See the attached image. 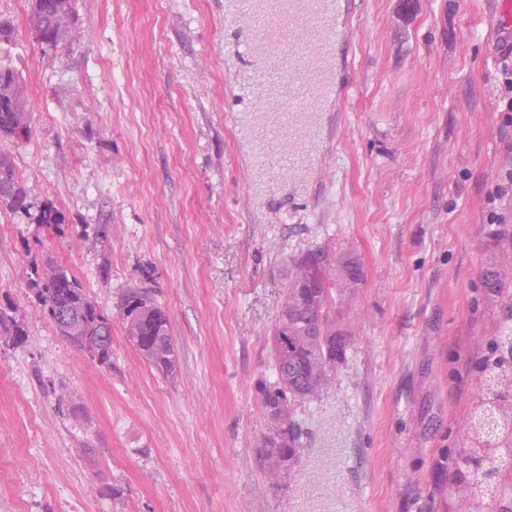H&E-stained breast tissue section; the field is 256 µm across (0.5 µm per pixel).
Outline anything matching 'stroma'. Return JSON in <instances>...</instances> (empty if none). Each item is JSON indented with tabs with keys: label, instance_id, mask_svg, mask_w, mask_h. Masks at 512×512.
<instances>
[{
	"label": "stroma",
	"instance_id": "35a3bbf8",
	"mask_svg": "<svg viewBox=\"0 0 512 512\" xmlns=\"http://www.w3.org/2000/svg\"><path fill=\"white\" fill-rule=\"evenodd\" d=\"M492 4L74 0V39L47 53L33 0H0V65L33 111L0 143L33 203L0 209V307L28 332L0 335V512H457L503 312L484 275L512 251ZM323 245L363 262L355 345L299 407L300 463L274 485L255 385L288 260ZM48 257L111 315V367L31 291ZM133 289L168 313L172 376L125 337Z\"/></svg>",
	"mask_w": 512,
	"mask_h": 512
}]
</instances>
